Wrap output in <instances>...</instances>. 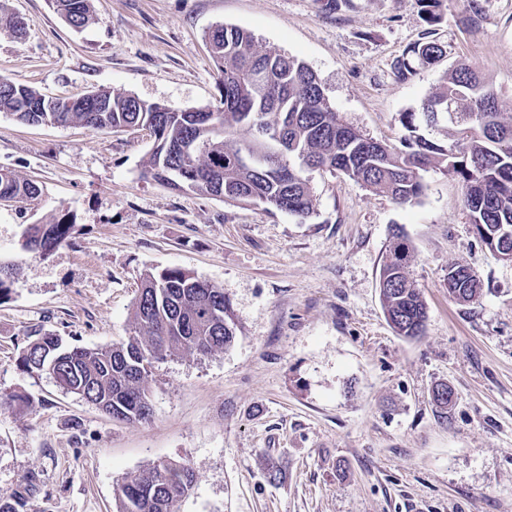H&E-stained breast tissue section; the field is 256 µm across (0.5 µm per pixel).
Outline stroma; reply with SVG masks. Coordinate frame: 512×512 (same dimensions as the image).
<instances>
[{
  "instance_id": "obj_1",
  "label": "stroma",
  "mask_w": 512,
  "mask_h": 512,
  "mask_svg": "<svg viewBox=\"0 0 512 512\" xmlns=\"http://www.w3.org/2000/svg\"><path fill=\"white\" fill-rule=\"evenodd\" d=\"M7 4L25 33L0 31V78L50 98L218 104L206 34L224 24L304 61L340 118L378 141L399 143L401 113L457 63L512 114V0H482L477 16L445 0L433 27L417 0H92L78 30L52 0ZM428 38L444 58L397 79L396 61ZM153 142L0 112V169L41 189L0 201V263L19 267L0 298V501L22 492L20 512H117L118 484L176 460L196 473L178 512H512V261L476 235L457 178L423 172L422 196L403 207L315 171V212L301 220L144 177ZM62 221L66 243L24 248L28 225ZM397 232L427 307L416 337L394 331L380 298ZM453 264L479 279L476 301L449 297ZM163 268L223 288L236 336L220 353L155 362L148 420H112L22 370L35 326L90 349L125 341L145 273ZM441 383L446 407L433 399Z\"/></svg>"
}]
</instances>
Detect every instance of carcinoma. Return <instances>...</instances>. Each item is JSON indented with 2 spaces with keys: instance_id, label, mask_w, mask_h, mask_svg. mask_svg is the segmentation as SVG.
Instances as JSON below:
<instances>
[{
  "instance_id": "cac0c4a2",
  "label": "carcinoma",
  "mask_w": 512,
  "mask_h": 512,
  "mask_svg": "<svg viewBox=\"0 0 512 512\" xmlns=\"http://www.w3.org/2000/svg\"><path fill=\"white\" fill-rule=\"evenodd\" d=\"M443 0H418L425 22L440 23ZM56 10L74 28L92 20L90 0H54ZM224 95L207 112L159 111L156 103L135 109V96L99 90L96 105L56 104L55 111L33 112L44 96L15 81L0 88V112L18 120L55 124L77 122L93 130L148 127L154 144L144 160L145 175L180 190L261 205L308 218L314 195L308 173L340 172L365 188L406 206L424 191L421 172L435 168L462 183L465 204L479 238L504 247L512 261V117L467 64L448 69L442 83L420 105L401 113L406 134L397 145L365 137L344 123L325 95L316 74L295 56L260 47L251 32L217 25L207 34ZM445 55L444 47L426 40L410 46L395 65L404 80L414 65L429 67ZM445 131L441 145L422 128ZM245 130L249 138L239 137ZM195 145L189 154L181 146ZM40 195L37 183L0 170V199ZM71 224H31L26 239L42 255L66 241ZM410 250L400 236L380 270L385 313L400 336L422 334L427 312L408 276ZM462 265L448 270V295L473 302L480 284ZM17 268L0 263V297L15 281ZM20 363L30 373L53 369L59 386L97 406L112 419L139 421L150 404L145 378L152 364L179 353L211 355L229 348L235 322L224 289L178 268L145 274L134 307L128 339L112 347L87 349L58 345L53 334L30 328ZM196 476L181 462L154 463L127 477L115 490L117 512H177L190 496Z\"/></svg>"
}]
</instances>
